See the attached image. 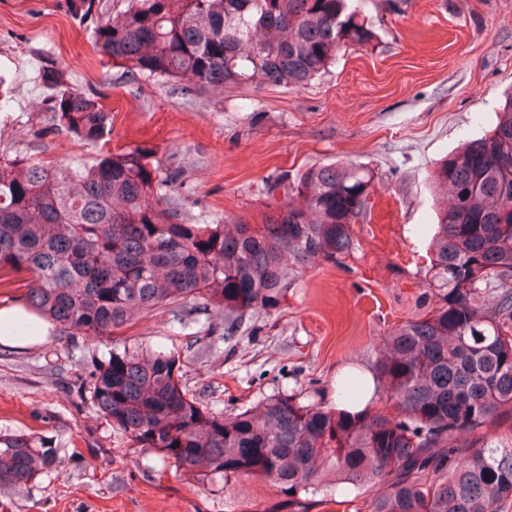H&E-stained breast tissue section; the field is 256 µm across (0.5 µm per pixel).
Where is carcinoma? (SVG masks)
<instances>
[{"label":"carcinoma","instance_id":"carcinoma-1","mask_svg":"<svg viewBox=\"0 0 512 512\" xmlns=\"http://www.w3.org/2000/svg\"><path fill=\"white\" fill-rule=\"evenodd\" d=\"M352 0H68L92 26V48L161 80L222 91L296 89L373 23ZM52 90L49 127L99 147L90 161L46 162L0 152V287L64 336H106L138 315L192 304L224 314V339L278 309L300 271L354 248L373 173L364 164L306 169L259 224H195L172 174L138 148L112 151V112L72 86L62 65L40 71ZM447 195L430 241L424 315L376 343L370 407L350 416L294 394L232 415L198 401L164 352L114 350L79 386L139 448L224 489L259 476L278 508L309 512H509L512 509V97L488 132L437 166ZM495 292V301L485 294ZM368 380L339 383L349 403ZM506 429V434L497 431ZM35 437L0 438V487L59 468Z\"/></svg>","mask_w":512,"mask_h":512}]
</instances>
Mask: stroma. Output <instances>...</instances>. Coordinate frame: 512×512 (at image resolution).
Wrapping results in <instances>:
<instances>
[{
  "instance_id": "stroma-1",
  "label": "stroma",
  "mask_w": 512,
  "mask_h": 512,
  "mask_svg": "<svg viewBox=\"0 0 512 512\" xmlns=\"http://www.w3.org/2000/svg\"><path fill=\"white\" fill-rule=\"evenodd\" d=\"M375 25L365 48L347 50L298 89L241 85L217 94L146 77L101 60L67 0H0V71L11 101L0 114V151L83 161L93 146L48 128L42 65L94 90L112 112V143L142 148L174 173L198 222H260L267 186L313 165L366 164L371 212L354 226L357 249L342 264L302 271L279 310L246 322L232 341L217 315L181 322L165 309L109 336L68 340L51 330L29 346H0V437L37 436L63 462L16 488L0 489V512H278L274 487L243 478L197 481L138 448L79 385L110 350L175 355L199 400L224 413L277 393L334 404L343 369L374 367V344L433 298L430 184L436 166L489 131L512 94V0H354Z\"/></svg>"
}]
</instances>
